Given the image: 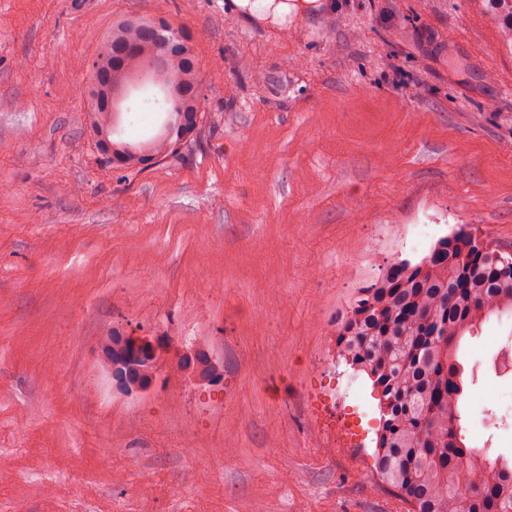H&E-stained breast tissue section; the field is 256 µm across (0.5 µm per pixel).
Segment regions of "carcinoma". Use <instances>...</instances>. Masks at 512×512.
Segmentation results:
<instances>
[{"label":"carcinoma","mask_w":512,"mask_h":512,"mask_svg":"<svg viewBox=\"0 0 512 512\" xmlns=\"http://www.w3.org/2000/svg\"><path fill=\"white\" fill-rule=\"evenodd\" d=\"M512 53V0H485ZM174 29L119 21L90 65L84 120L103 159L123 170L174 154L201 117V74L189 39L162 66ZM165 94L168 117L139 142L119 136L122 103L138 81ZM512 314V254L459 229L417 260L395 259L355 291L336 330L337 353L371 381L380 429L375 472L408 512H512V465L469 446L461 341L491 317Z\"/></svg>","instance_id":"carcinoma-1"}]
</instances>
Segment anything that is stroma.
<instances>
[{"label": "stroma", "instance_id": "35a3bbf8", "mask_svg": "<svg viewBox=\"0 0 512 512\" xmlns=\"http://www.w3.org/2000/svg\"><path fill=\"white\" fill-rule=\"evenodd\" d=\"M227 2L0 0V512H407L336 328L458 228L512 252V55L475 0H325L285 32ZM141 16L194 43L202 115L128 172L83 86ZM163 98L132 89L121 137ZM113 327L179 353L131 397L102 385Z\"/></svg>", "mask_w": 512, "mask_h": 512}]
</instances>
